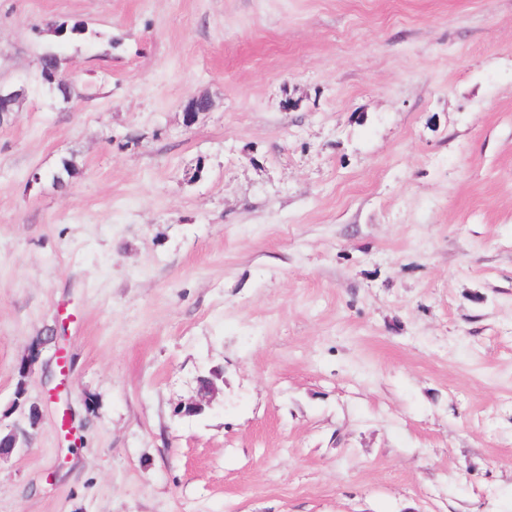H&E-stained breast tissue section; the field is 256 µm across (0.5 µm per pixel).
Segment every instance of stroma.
<instances>
[{
  "mask_svg": "<svg viewBox=\"0 0 512 512\" xmlns=\"http://www.w3.org/2000/svg\"><path fill=\"white\" fill-rule=\"evenodd\" d=\"M19 84L0 512H512V0H0ZM216 386L212 379L202 377L198 383V400H191L187 402L183 407L182 412L188 415L200 413L204 409L203 402L209 403L210 398H212L216 393Z\"/></svg>",
  "mask_w": 512,
  "mask_h": 512,
  "instance_id": "stroma-1",
  "label": "stroma"
}]
</instances>
